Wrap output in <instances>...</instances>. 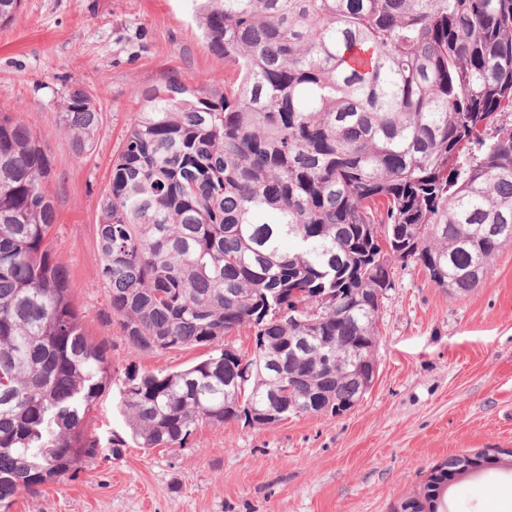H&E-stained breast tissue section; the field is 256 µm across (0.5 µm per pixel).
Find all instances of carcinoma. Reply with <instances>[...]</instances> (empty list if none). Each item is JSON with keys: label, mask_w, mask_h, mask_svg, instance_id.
Listing matches in <instances>:
<instances>
[{"label": "carcinoma", "mask_w": 512, "mask_h": 512, "mask_svg": "<svg viewBox=\"0 0 512 512\" xmlns=\"http://www.w3.org/2000/svg\"><path fill=\"white\" fill-rule=\"evenodd\" d=\"M20 7L0 0V26ZM197 14L231 68L224 94L168 77L130 114L100 203L99 275L135 349L207 347L246 325L255 349L127 368L119 409L142 448H184L199 424L252 409L317 413L316 386L363 397L393 262L462 295L512 243V0H203ZM61 114L80 156L94 95L66 90ZM50 175L30 128L0 111L1 504L104 451L86 423L112 354L53 260ZM293 336L323 337L343 363L322 370ZM460 469L448 459L402 509L439 512Z\"/></svg>", "instance_id": "carcinoma-1"}]
</instances>
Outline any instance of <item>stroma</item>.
I'll use <instances>...</instances> for the list:
<instances>
[{"label": "stroma", "instance_id": "35a3bbf8", "mask_svg": "<svg viewBox=\"0 0 512 512\" xmlns=\"http://www.w3.org/2000/svg\"><path fill=\"white\" fill-rule=\"evenodd\" d=\"M192 0H22L0 26V110L18 113L52 162L55 261L69 276L85 331L112 352L113 378L185 369L204 347L132 348L99 277L97 224L129 115L166 77L224 92ZM95 97L101 120L76 155L61 116L68 87ZM376 321V375L361 401L273 426L200 424L186 448L129 444L73 480L22 494L8 512H398L448 457L487 454L455 475L445 512H512V244L470 292L435 288L414 262L395 263ZM88 420L101 441L127 435L118 390Z\"/></svg>", "mask_w": 512, "mask_h": 512}]
</instances>
